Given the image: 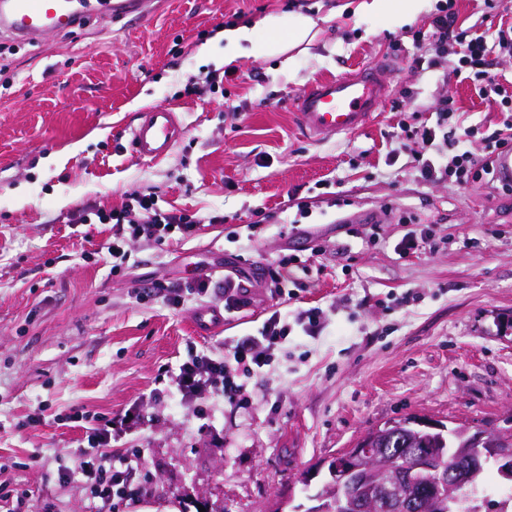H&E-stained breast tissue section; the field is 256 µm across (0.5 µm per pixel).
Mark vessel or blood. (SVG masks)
I'll return each mask as SVG.
<instances>
[{
	"instance_id": "b4317fda",
	"label": "vessel or blood",
	"mask_w": 512,
	"mask_h": 512,
	"mask_svg": "<svg viewBox=\"0 0 512 512\" xmlns=\"http://www.w3.org/2000/svg\"><path fill=\"white\" fill-rule=\"evenodd\" d=\"M161 0H0V31L31 44L50 34H70L90 22L115 18L146 21ZM380 66L312 82L293 108L302 130L318 138L348 134L362 128L387 95ZM184 133L178 114L159 104L143 112L129 129V142L138 157L159 161L168 156Z\"/></svg>"
}]
</instances>
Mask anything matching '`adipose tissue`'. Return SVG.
<instances>
[{
	"mask_svg": "<svg viewBox=\"0 0 512 512\" xmlns=\"http://www.w3.org/2000/svg\"><path fill=\"white\" fill-rule=\"evenodd\" d=\"M316 22L313 18L294 14L288 17L268 15L259 19L255 26L227 28L221 34L224 41V62L232 64L241 56L283 54L310 39ZM269 32L268 40L255 37L256 29Z\"/></svg>",
	"mask_w": 512,
	"mask_h": 512,
	"instance_id": "1",
	"label": "adipose tissue"
}]
</instances>
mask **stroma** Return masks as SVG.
I'll use <instances>...</instances> for the list:
<instances>
[{
    "label": "stroma",
    "instance_id": "1",
    "mask_svg": "<svg viewBox=\"0 0 512 512\" xmlns=\"http://www.w3.org/2000/svg\"><path fill=\"white\" fill-rule=\"evenodd\" d=\"M359 0H165L139 27L90 23L38 45L0 36V512H276L298 505L301 478L367 430L421 415L500 430L512 418V188L485 175L425 182L412 159L416 127L454 100L449 127L467 147L494 149L502 118L473 84L412 69L422 35L451 10L491 35L512 11L485 0H424L409 22L362 13ZM302 13L320 33L291 65L238 60L239 77L197 96L187 85L224 68V25ZM384 63L389 94L350 135L304 136L291 100L315 80ZM178 108L185 133L160 162L140 159L129 126L148 107ZM239 117L231 119L228 110ZM408 133L398 131L399 124ZM154 188L162 208L198 217L196 235L132 244L113 272L106 224H70L94 203ZM307 218H300L299 204ZM221 214L225 223H209ZM431 245L399 255L414 224ZM315 264L292 298L271 297L259 266L282 256ZM243 273L247 318L198 332L221 289L169 305L158 286L198 269ZM377 299L375 307L364 298ZM319 307L323 330L293 328L272 362L244 379L245 401L202 394L205 415L168 393L189 351L219 356L272 311ZM137 406L140 425L110 448H139L123 499L92 497L82 474L61 481L85 430Z\"/></svg>",
    "mask_w": 512,
    "mask_h": 512
}]
</instances>
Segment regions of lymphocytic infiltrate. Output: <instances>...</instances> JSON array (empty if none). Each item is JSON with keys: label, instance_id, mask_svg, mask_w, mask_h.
I'll return each mask as SVG.
<instances>
[{"label": "lymphocytic infiltrate", "instance_id": "1", "mask_svg": "<svg viewBox=\"0 0 512 512\" xmlns=\"http://www.w3.org/2000/svg\"><path fill=\"white\" fill-rule=\"evenodd\" d=\"M428 41L431 48L438 53L445 52L452 42L463 46L464 51L453 65L451 73L472 81L479 95L500 97L501 104L507 108L508 113L501 129L495 132V144L501 149L511 147L512 92L491 71L490 59L503 52H512V26L498 27L493 36L486 37L458 29L455 15L448 13L434 18ZM453 110L451 103L441 101L436 112L435 125L422 126L417 132L421 148L415 151L413 160L417 163L424 181L434 182L438 178L464 172L475 165L481 166L485 171L493 167V158L477 159L462 146L461 139L457 136L447 141L454 151L449 163H441L439 157L431 156L437 129L444 126ZM68 221L72 224L111 225L112 234L104 247L112 259L113 268L116 269L129 262L128 248L131 244L158 246L171 240L176 234L187 239L195 235L199 224L194 216L161 208L158 195L153 191L126 194L120 208L109 211L94 205L85 206L71 212ZM292 323L299 326L306 335H318L321 330V310L310 307L297 311L290 317L282 315L280 311H273L264 322L259 337H245L229 345L219 357L204 352H189L171 380L172 393L179 396L181 403L186 406L194 405L204 391L230 401L236 400L242 387L230 375L229 363H236L247 374L269 365L274 350L288 336V326ZM137 424L138 409L133 406L121 417L87 427L78 458L82 472L92 477L93 497L104 499L114 496L116 487L122 482V476L120 472L107 469L108 458L104 450L111 447L113 440L132 430Z\"/></svg>", "mask_w": 512, "mask_h": 512}]
</instances>
